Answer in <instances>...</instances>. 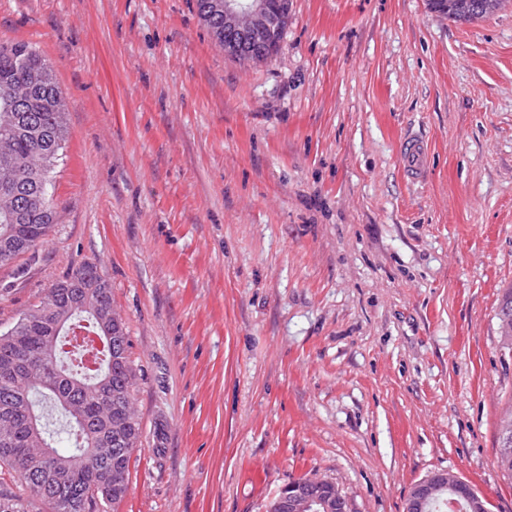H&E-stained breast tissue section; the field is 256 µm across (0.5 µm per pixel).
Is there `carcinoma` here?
I'll list each match as a JSON object with an SVG mask.
<instances>
[{
	"mask_svg": "<svg viewBox=\"0 0 512 512\" xmlns=\"http://www.w3.org/2000/svg\"><path fill=\"white\" fill-rule=\"evenodd\" d=\"M506 0H428L429 9L454 23H472L502 8ZM41 84L40 102L32 112H21V101L31 94L32 82ZM59 85L49 63L26 42H0V157L13 163L0 165V183L25 180L18 198L0 195V255L10 251L8 260L35 253L44 244L56 223V211L49 193L50 173L62 159L66 140V103L58 99ZM112 306V288L91 263H84L55 282L46 298L33 306L0 340V424L10 421L11 413H23L15 420L12 443L0 444V463L13 469L31 491L50 506V512H100L120 503L128 487L116 489L112 481H93L88 461L100 449H111L101 475L112 470L116 461L129 468L131 449L141 436L140 421L129 418L123 435H112V420L98 413L103 400L120 410L133 404V373L128 359V336L124 322L112 324V340L95 353L100 367L93 373L72 358H64L67 338L83 329L104 335L97 317L77 310L84 301ZM52 309L62 318L59 330L46 332L36 312ZM26 349L37 370L35 377L6 378L3 369L13 360L14 344ZM56 410L66 421L71 446L60 450L54 431L38 402ZM53 451L58 479L46 474L40 461L29 455L18 462L17 455L27 443ZM0 512H31L29 505L12 492L0 488Z\"/></svg>",
	"mask_w": 512,
	"mask_h": 512,
	"instance_id": "obj_1",
	"label": "carcinoma"
}]
</instances>
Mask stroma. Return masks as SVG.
<instances>
[{"instance_id": "1", "label": "stroma", "mask_w": 512, "mask_h": 512, "mask_svg": "<svg viewBox=\"0 0 512 512\" xmlns=\"http://www.w3.org/2000/svg\"><path fill=\"white\" fill-rule=\"evenodd\" d=\"M0 41L68 104L57 222L0 268V333L81 263L110 283L142 428L116 512H265L312 477L404 512L437 471L512 512V0L470 24L290 0L257 63L194 0H0ZM428 154L424 145L417 141L411 140L406 147L405 161L410 174L416 178H420L425 173L427 167Z\"/></svg>"}]
</instances>
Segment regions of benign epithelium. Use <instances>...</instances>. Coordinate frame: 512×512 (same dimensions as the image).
Segmentation results:
<instances>
[{"label":"benign epithelium","mask_w":512,"mask_h":512,"mask_svg":"<svg viewBox=\"0 0 512 512\" xmlns=\"http://www.w3.org/2000/svg\"><path fill=\"white\" fill-rule=\"evenodd\" d=\"M278 0H210L211 16L224 26V47L237 59L256 61V56L288 25ZM469 502L473 512L483 504L473 488L446 471L435 472L416 483L407 497L406 512H430L438 502L456 498ZM267 512H350L347 497L336 483L318 478L294 480L270 501Z\"/></svg>","instance_id":"obj_1"}]
</instances>
